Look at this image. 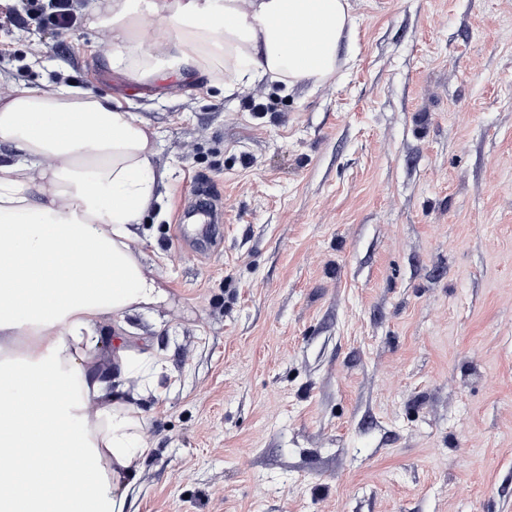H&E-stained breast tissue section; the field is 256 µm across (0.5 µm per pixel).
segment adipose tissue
I'll list each match as a JSON object with an SVG mask.
<instances>
[{"label": "adipose tissue", "instance_id": "adipose-tissue-1", "mask_svg": "<svg viewBox=\"0 0 512 512\" xmlns=\"http://www.w3.org/2000/svg\"><path fill=\"white\" fill-rule=\"evenodd\" d=\"M178 32L165 59L205 70L224 60L234 83L263 77L324 83L355 18L350 0H153ZM289 22L295 39L283 40ZM107 29L111 67L144 80L132 0L92 15ZM156 132L106 96L61 84L0 99V512H125L151 447L142 396L162 393L164 362L126 337V318L167 304L138 248L159 198ZM115 341L109 378L93 375L103 323ZM74 449L66 466L58 452Z\"/></svg>", "mask_w": 512, "mask_h": 512}]
</instances>
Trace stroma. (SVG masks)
<instances>
[{"instance_id":"35a3bbf8","label":"stroma","mask_w":512,"mask_h":512,"mask_svg":"<svg viewBox=\"0 0 512 512\" xmlns=\"http://www.w3.org/2000/svg\"><path fill=\"white\" fill-rule=\"evenodd\" d=\"M351 4L327 82L230 95L217 61L112 71L99 0L0 28V88L72 84L158 133L139 247L173 304L128 323L171 386L127 512H512V0ZM79 1L76 0H49L48 7L54 10V22L59 30H68L77 20V8Z\"/></svg>"}]
</instances>
